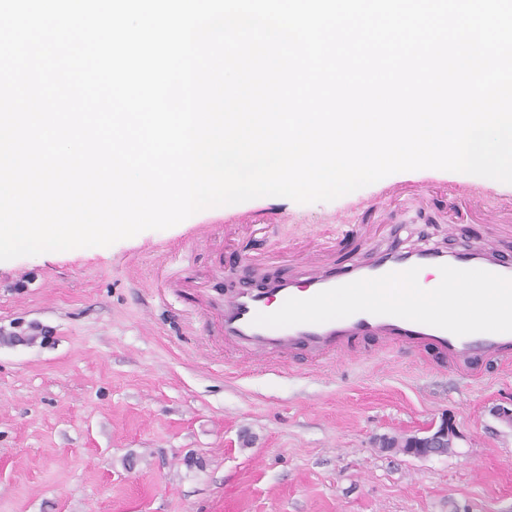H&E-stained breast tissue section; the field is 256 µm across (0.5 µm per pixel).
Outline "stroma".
Masks as SVG:
<instances>
[{"label":"stroma","mask_w":512,"mask_h":512,"mask_svg":"<svg viewBox=\"0 0 512 512\" xmlns=\"http://www.w3.org/2000/svg\"><path fill=\"white\" fill-rule=\"evenodd\" d=\"M402 171L331 202L261 197L108 247L0 261V512H512V368L482 384L368 341L353 360L225 348L230 282L337 266L395 241H493L512 183ZM343 210L352 233L329 245ZM29 337L26 345L12 337ZM451 415L453 452L381 449Z\"/></svg>","instance_id":"stroma-1"}]
</instances>
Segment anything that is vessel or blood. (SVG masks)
I'll list each match as a JSON object with an SVG mask.
<instances>
[{
  "mask_svg": "<svg viewBox=\"0 0 512 512\" xmlns=\"http://www.w3.org/2000/svg\"><path fill=\"white\" fill-rule=\"evenodd\" d=\"M450 265L459 269H483L512 278V261L495 258L484 246L463 245L455 251L414 248L390 244L380 249L374 261L345 265L336 272L312 256L301 257L292 276L267 278L262 287L234 289L225 295L221 323L226 340L245 349L251 359L264 364L287 363L298 349L311 360L352 358L358 344L376 337L386 345L412 353L437 352L449 365L466 368L479 376L478 362L492 361L512 366V333L455 335L444 329L390 315L359 312L322 324H298L272 328L255 324L257 314L277 311L287 299H306L358 279L402 272L412 267L438 269Z\"/></svg>",
  "mask_w": 512,
  "mask_h": 512,
  "instance_id": "b4317fda",
  "label": "vessel or blood"
}]
</instances>
